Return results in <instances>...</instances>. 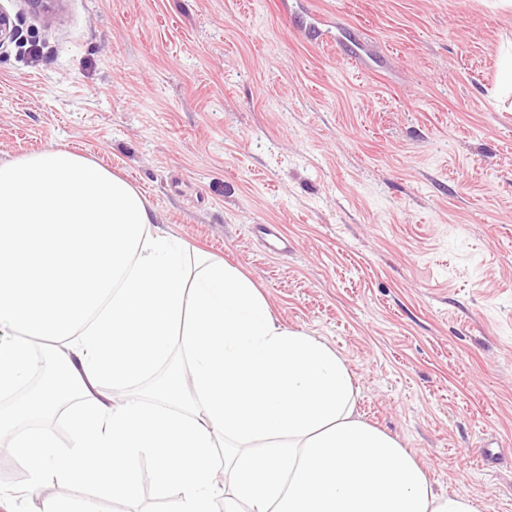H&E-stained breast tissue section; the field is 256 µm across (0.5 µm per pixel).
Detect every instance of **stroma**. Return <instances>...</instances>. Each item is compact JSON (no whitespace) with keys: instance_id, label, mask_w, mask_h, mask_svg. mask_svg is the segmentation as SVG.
Returning <instances> with one entry per match:
<instances>
[{"instance_id":"1","label":"stroma","mask_w":512,"mask_h":512,"mask_svg":"<svg viewBox=\"0 0 512 512\" xmlns=\"http://www.w3.org/2000/svg\"><path fill=\"white\" fill-rule=\"evenodd\" d=\"M0 160L63 147L139 188L156 229L237 266L337 351L362 418L437 489L512 512V44L500 0H0ZM278 225L290 247L254 230ZM187 356L116 388L149 398ZM0 453V512H171Z\"/></svg>"}]
</instances>
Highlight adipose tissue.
Instances as JSON below:
<instances>
[{"label": "adipose tissue", "mask_w": 512, "mask_h": 512, "mask_svg": "<svg viewBox=\"0 0 512 512\" xmlns=\"http://www.w3.org/2000/svg\"><path fill=\"white\" fill-rule=\"evenodd\" d=\"M151 204L90 158L51 149L0 161V395L33 371L35 339L60 342L67 391L51 382L16 417L68 400L73 442L31 430L8 451L35 477L134 498V461L152 460L175 512H480L437 492L418 457L364 421L341 357L276 321L253 280L207 255L189 262L153 233ZM179 337L189 362L154 400H114ZM258 450L218 456L217 436Z\"/></svg>", "instance_id": "adipose-tissue-1"}]
</instances>
